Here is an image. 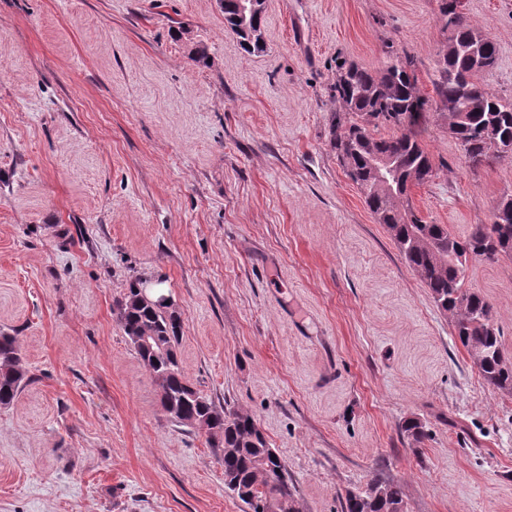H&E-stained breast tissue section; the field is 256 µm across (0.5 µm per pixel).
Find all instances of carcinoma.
Returning a JSON list of instances; mask_svg holds the SVG:
<instances>
[{"label":"carcinoma","mask_w":512,"mask_h":512,"mask_svg":"<svg viewBox=\"0 0 512 512\" xmlns=\"http://www.w3.org/2000/svg\"><path fill=\"white\" fill-rule=\"evenodd\" d=\"M441 0L452 41L461 50H450L444 61H435L434 91L437 101L456 103L445 112L420 93L409 56L393 55L386 65L371 71L343 62L336 69L334 97L341 104L336 113L330 144L346 176L359 188L375 221L387 228L399 253L416 272L438 308L451 318L454 333L467 349L483 356L474 365L492 388L512 390V357L508 356L496 326L495 310L480 293L465 286L469 258L495 261L512 259V218L503 217V201L491 210V222L475 224L460 238L446 224H434L409 205L412 187L429 181L435 173L430 154L420 141L421 126L436 110L448 120V132L457 140L474 168L496 160L495 146L512 143V101L490 92L479 75L496 63L497 49L489 35L471 23L456 3ZM238 0L224 4V24L237 36L241 48L261 53L266 43L264 14L249 30L237 21ZM394 129L387 137L372 130ZM385 157L392 170L382 183L375 161ZM164 293L145 300L133 284L116 301L120 325L137 354L150 369L160 403L173 422L186 427L204 425L211 435L216 458L224 464V485L251 512H289L298 505L297 490L288 479L280 458L254 417L229 405H217L187 381L178 358L183 321ZM32 381L19 352L16 336L0 332V407H9ZM403 433L418 445L426 437L424 426L410 419ZM342 512H405L398 483L371 480L363 492H347Z\"/></svg>","instance_id":"obj_1"}]
</instances>
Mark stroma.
I'll list each match as a JSON object with an SVG mask.
<instances>
[{"label": "stroma", "instance_id": "1", "mask_svg": "<svg viewBox=\"0 0 512 512\" xmlns=\"http://www.w3.org/2000/svg\"><path fill=\"white\" fill-rule=\"evenodd\" d=\"M440 5L266 0L250 55L221 0H0V330L33 377L0 408V512H249L116 317L138 281L169 291L184 374L257 419L300 512H341L376 477L406 512H512V395L330 146L340 61L408 55L434 97ZM464 6L497 47L481 82L511 99L512 0ZM421 140L418 215L461 238L489 223L512 161L470 169L437 115ZM466 285L512 354V260H470Z\"/></svg>", "mask_w": 512, "mask_h": 512}]
</instances>
